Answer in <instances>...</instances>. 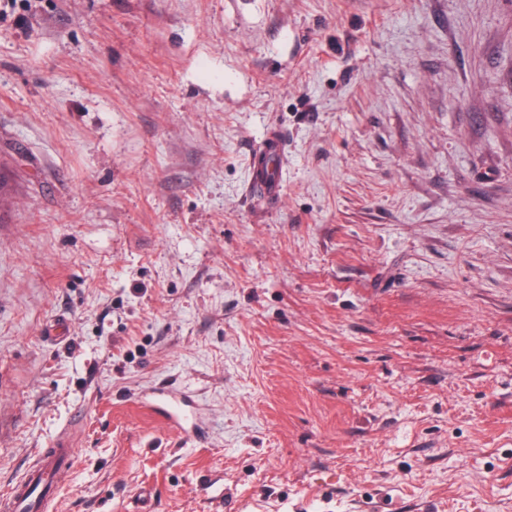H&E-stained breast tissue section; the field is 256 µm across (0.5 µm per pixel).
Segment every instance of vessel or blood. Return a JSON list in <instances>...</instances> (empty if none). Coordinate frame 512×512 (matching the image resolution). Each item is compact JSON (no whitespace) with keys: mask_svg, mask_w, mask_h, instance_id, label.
<instances>
[{"mask_svg":"<svg viewBox=\"0 0 512 512\" xmlns=\"http://www.w3.org/2000/svg\"><path fill=\"white\" fill-rule=\"evenodd\" d=\"M287 146L285 131L271 128L250 155L248 185L263 201L274 202L282 195ZM159 411L167 426L189 436H197L194 423L183 415L178 399L167 400ZM73 457L74 445L64 435L57 436L50 447L36 449L24 476L8 489L0 491V512H33L35 502L52 498L56 493L58 475L71 468Z\"/></svg>","mask_w":512,"mask_h":512,"instance_id":"vessel-or-blood-1","label":"vessel or blood"}]
</instances>
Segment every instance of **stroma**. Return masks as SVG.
I'll return each mask as SVG.
<instances>
[{"mask_svg": "<svg viewBox=\"0 0 512 512\" xmlns=\"http://www.w3.org/2000/svg\"><path fill=\"white\" fill-rule=\"evenodd\" d=\"M1 159L0 490L512 512V0H0ZM287 136L282 128H269L249 158L248 185L266 202L282 195ZM158 409L168 427H176L188 436L198 437V431L192 420L183 415L181 402L178 399H169ZM74 444L64 434L57 436L49 448L35 450L32 463L24 476L0 494L3 512H32V504L40 498L39 510L56 494L57 477L73 464Z\"/></svg>", "mask_w": 512, "mask_h": 512, "instance_id": "stroma-1", "label": "stroma"}]
</instances>
